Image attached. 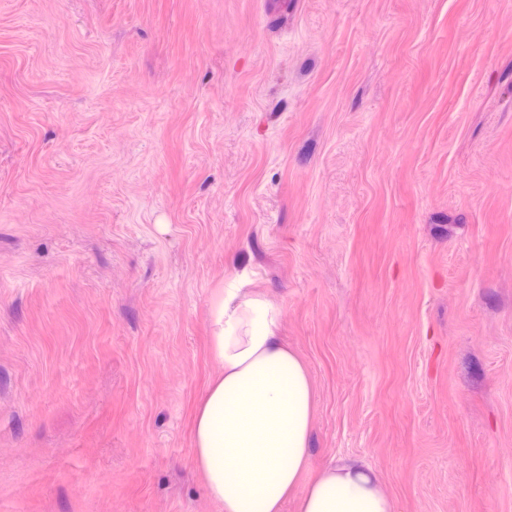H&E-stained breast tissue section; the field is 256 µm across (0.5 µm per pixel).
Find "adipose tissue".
I'll list each match as a JSON object with an SVG mask.
<instances>
[{"label":"adipose tissue","mask_w":512,"mask_h":512,"mask_svg":"<svg viewBox=\"0 0 512 512\" xmlns=\"http://www.w3.org/2000/svg\"><path fill=\"white\" fill-rule=\"evenodd\" d=\"M283 309L263 291L218 290L210 304L213 356L220 367L199 406L195 465L223 512H281L298 493V512H395L359 460L310 465L314 389L307 368L282 342Z\"/></svg>","instance_id":"obj_1"}]
</instances>
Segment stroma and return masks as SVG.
<instances>
[{
    "label": "stroma",
    "mask_w": 512,
    "mask_h": 512,
    "mask_svg": "<svg viewBox=\"0 0 512 512\" xmlns=\"http://www.w3.org/2000/svg\"><path fill=\"white\" fill-rule=\"evenodd\" d=\"M243 270L308 477L512 512V0H0V512H222L193 420Z\"/></svg>",
    "instance_id": "35a3bbf8"
}]
</instances>
